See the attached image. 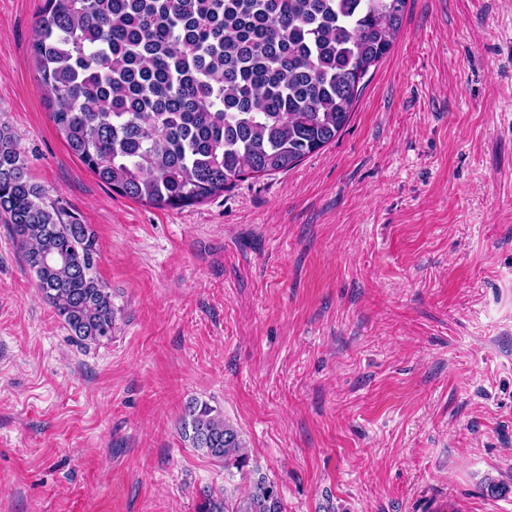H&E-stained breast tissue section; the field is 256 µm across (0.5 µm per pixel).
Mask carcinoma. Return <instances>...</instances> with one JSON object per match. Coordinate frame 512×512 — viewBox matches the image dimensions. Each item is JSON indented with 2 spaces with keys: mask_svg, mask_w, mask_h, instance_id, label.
<instances>
[{
  "mask_svg": "<svg viewBox=\"0 0 512 512\" xmlns=\"http://www.w3.org/2000/svg\"><path fill=\"white\" fill-rule=\"evenodd\" d=\"M407 0H44L31 50L69 152L112 192L160 208L287 171L350 121L363 79L392 49ZM0 222L77 341L112 338L90 225L49 200L0 124ZM184 440L242 473L238 430L188 402ZM197 512H283L264 475Z\"/></svg>",
  "mask_w": 512,
  "mask_h": 512,
  "instance_id": "1",
  "label": "carcinoma"
}]
</instances>
